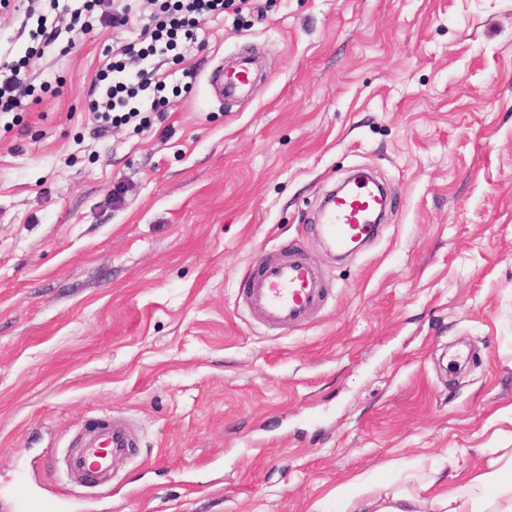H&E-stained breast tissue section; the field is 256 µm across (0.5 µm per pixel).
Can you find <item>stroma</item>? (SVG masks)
Wrapping results in <instances>:
<instances>
[{
	"instance_id": "35a3bbf8",
	"label": "stroma",
	"mask_w": 512,
	"mask_h": 512,
	"mask_svg": "<svg viewBox=\"0 0 512 512\" xmlns=\"http://www.w3.org/2000/svg\"><path fill=\"white\" fill-rule=\"evenodd\" d=\"M129 22L45 43L0 5V512L46 496L103 420L132 430L88 512H339L337 489L419 458L512 451V0H250L161 58L143 119L102 128ZM259 73L226 100L215 73ZM162 97V111H150ZM390 186L377 242L314 233L353 170ZM297 255L318 308L269 329L246 279ZM26 62H21L9 68L10 74L0 76V109L11 110L21 96V91L27 81Z\"/></svg>"
}]
</instances>
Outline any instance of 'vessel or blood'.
Listing matches in <instances>:
<instances>
[{
  "label": "vessel or blood",
  "instance_id": "vessel-or-blood-1",
  "mask_svg": "<svg viewBox=\"0 0 512 512\" xmlns=\"http://www.w3.org/2000/svg\"><path fill=\"white\" fill-rule=\"evenodd\" d=\"M251 78L248 60H241L224 77V91L233 96L244 90ZM384 198L366 181H358L344 194L331 197L324 204L319 233L326 243L340 251L367 234L373 233L370 215L383 206ZM322 293L321 273L306 259L291 256L265 262L246 291L247 305L266 327L278 328L301 324L316 308ZM130 446L126 426L120 422L102 423L98 434L69 458L72 474L83 475L95 469L100 481H107L116 457ZM80 500L76 490L65 498L48 501L35 492H27L19 501L20 512H66Z\"/></svg>",
  "mask_w": 512,
  "mask_h": 512
}]
</instances>
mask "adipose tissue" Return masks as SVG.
Here are the masks:
<instances>
[{
  "label": "adipose tissue",
  "mask_w": 512,
  "mask_h": 512,
  "mask_svg": "<svg viewBox=\"0 0 512 512\" xmlns=\"http://www.w3.org/2000/svg\"><path fill=\"white\" fill-rule=\"evenodd\" d=\"M512 512V453L489 461L487 468L463 470L444 478L424 473L418 487L390 493L372 489L347 498L342 512Z\"/></svg>",
  "instance_id": "1"
}]
</instances>
